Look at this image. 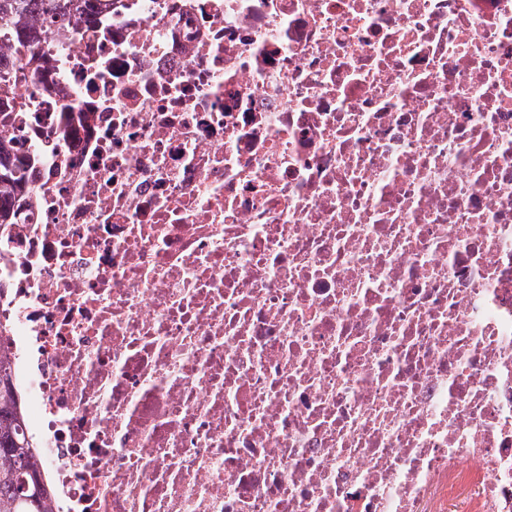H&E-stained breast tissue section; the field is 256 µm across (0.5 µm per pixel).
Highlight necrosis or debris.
<instances>
[{
  "mask_svg": "<svg viewBox=\"0 0 512 512\" xmlns=\"http://www.w3.org/2000/svg\"><path fill=\"white\" fill-rule=\"evenodd\" d=\"M0 130V339L54 512H512V0H112ZM9 152L0 130V225L11 224L8 197L22 185V174L10 162Z\"/></svg>",
  "mask_w": 512,
  "mask_h": 512,
  "instance_id": "1",
  "label": "necrosis or debris"
}]
</instances>
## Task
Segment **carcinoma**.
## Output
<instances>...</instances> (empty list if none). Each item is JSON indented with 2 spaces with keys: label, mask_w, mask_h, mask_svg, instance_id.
<instances>
[{
  "label": "carcinoma",
  "mask_w": 512,
  "mask_h": 512,
  "mask_svg": "<svg viewBox=\"0 0 512 512\" xmlns=\"http://www.w3.org/2000/svg\"><path fill=\"white\" fill-rule=\"evenodd\" d=\"M107 7L105 0H0V42L13 47L18 59L37 69V57H25L37 31L72 14L88 22ZM22 174L10 162L0 134V225L11 223L8 197L21 188ZM22 400L0 341V512H53L52 491L41 479L34 443L22 429Z\"/></svg>",
  "instance_id": "cac0c4a2"
}]
</instances>
